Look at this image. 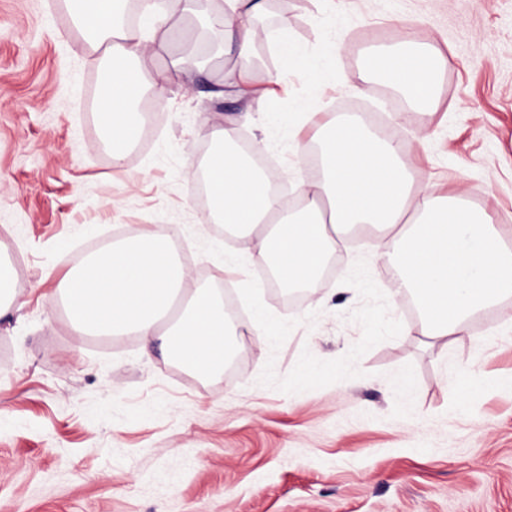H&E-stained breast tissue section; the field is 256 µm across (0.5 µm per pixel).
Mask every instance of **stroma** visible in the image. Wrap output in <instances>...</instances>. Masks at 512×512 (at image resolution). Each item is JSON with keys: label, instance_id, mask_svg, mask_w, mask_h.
Here are the masks:
<instances>
[{"label": "stroma", "instance_id": "1", "mask_svg": "<svg viewBox=\"0 0 512 512\" xmlns=\"http://www.w3.org/2000/svg\"><path fill=\"white\" fill-rule=\"evenodd\" d=\"M264 29L287 22L315 58L258 41L251 80L260 110L224 83L217 38L186 57L113 162L97 108L103 61L61 0H0V255L12 265L20 322L0 325V512H512V297L471 321L440 353L400 300L391 247L369 230L362 252L306 304L271 290L256 322L238 306V362L206 380L140 337L76 335L46 295L93 243L138 224L180 240L188 288L251 287L255 266L220 272L225 248L191 194L217 124L260 142L279 189L318 179L320 131L347 105L403 144L413 185L464 192L470 207L512 225V0H266ZM429 42L451 64L414 109L367 78L375 46ZM206 66H197V58ZM479 380L460 406L453 387Z\"/></svg>", "mask_w": 512, "mask_h": 512}]
</instances>
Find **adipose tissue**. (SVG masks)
<instances>
[{"label": "adipose tissue", "mask_w": 512, "mask_h": 512, "mask_svg": "<svg viewBox=\"0 0 512 512\" xmlns=\"http://www.w3.org/2000/svg\"><path fill=\"white\" fill-rule=\"evenodd\" d=\"M265 0H184L190 15L235 46L227 77L238 89L250 83V64L262 31L255 16ZM125 0H64L76 29L91 49H104L107 79L99 117L112 159L121 162L137 126L133 102L141 79L169 82L182 59L156 62L158 33L169 0H141L137 28L120 21ZM448 60L407 43L382 49L369 60L370 75L398 88L412 104L432 96L438 68ZM216 149L203 169L212 207L225 230L245 239L261 231L259 255L292 289L314 285L355 224L396 228L402 246L395 261L401 288L411 295L430 347L447 352L470 334L472 317L512 295V248L504 227L467 205L462 195L433 187L411 190L399 143L371 133L351 115L337 118L321 146L322 176L302 187L301 208L288 207L273 185L228 146L232 128L211 133ZM186 271L155 226L133 228L129 240L86 259L47 296L62 305L77 333L134 334L159 347L185 371L201 378L220 374L232 353L235 325L214 288L185 289Z\"/></svg>", "instance_id": "obj_1"}]
</instances>
